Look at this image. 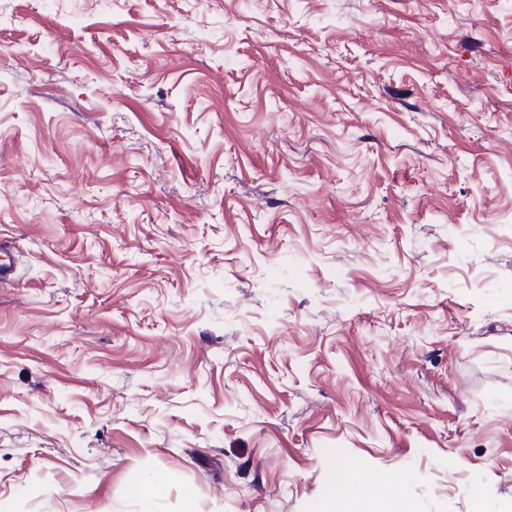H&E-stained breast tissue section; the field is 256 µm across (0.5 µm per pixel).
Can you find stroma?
<instances>
[{
	"instance_id": "35a3bbf8",
	"label": "stroma",
	"mask_w": 512,
	"mask_h": 512,
	"mask_svg": "<svg viewBox=\"0 0 512 512\" xmlns=\"http://www.w3.org/2000/svg\"><path fill=\"white\" fill-rule=\"evenodd\" d=\"M0 512L512 502V0H0ZM348 482L346 492L336 493V481L320 512H412L394 491L381 497H370L362 482L355 476H339L338 485Z\"/></svg>"
}]
</instances>
